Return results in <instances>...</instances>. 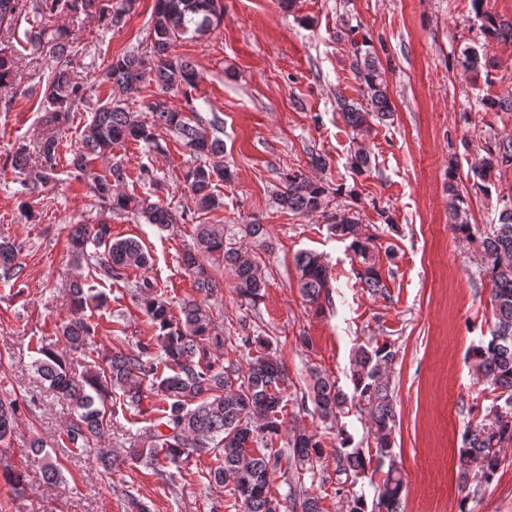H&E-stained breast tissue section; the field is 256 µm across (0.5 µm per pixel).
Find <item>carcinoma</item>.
Listing matches in <instances>:
<instances>
[{
	"label": "carcinoma",
	"mask_w": 512,
	"mask_h": 512,
	"mask_svg": "<svg viewBox=\"0 0 512 512\" xmlns=\"http://www.w3.org/2000/svg\"><path fill=\"white\" fill-rule=\"evenodd\" d=\"M137 0H120L117 7L99 4L98 0H0V32H10L23 13L32 16L31 28L25 31L27 43L34 48L49 47L57 64L51 69L42 102L46 131L37 143L42 159L41 171L22 181L24 193L38 196L53 179L61 142L60 127L84 103L81 87L69 66L74 52L70 31L64 27L48 29L39 17L58 10L72 14L90 13L96 9L114 27L135 8ZM482 18L483 33L497 41H512V21L499 19L482 10L484 0H471ZM224 15L222 0H155L151 15L150 46L133 50L112 59L105 73L106 82L118 88L120 96L109 97L91 111L85 124L80 146L74 152L71 165L84 172L95 158L105 156L127 142H142L161 149L159 131L175 134L189 149L194 163L184 173V187L194 205L193 216L169 206L152 202L133 194L118 191L115 185L127 178L126 168L116 161L109 175L95 178L92 191L98 200L118 215L134 214L147 224L165 229L173 224L195 220L193 247L182 255L185 270L193 277L195 290L209 298L220 282L208 270L205 260L220 259L237 281L240 297L256 305L263 298L265 281L258 274L248 250L226 242L224 230L201 222L202 216L223 207L224 202L214 192L216 184L232 179L224 165L223 143L209 137L196 111L189 113L173 108L166 93L192 85L196 72L192 64L173 57L177 41L192 34L203 35L220 25ZM16 57L0 49V88L13 83ZM353 70L360 83L362 99L350 101L338 98L339 110L349 127L361 135L376 121L393 116L384 72L370 52L354 49ZM156 82L163 93L145 104L150 118L143 120L130 110L129 101L140 94L142 85ZM484 155L474 169L479 187L491 193L496 172L512 165V141L487 143ZM30 153L27 145L19 146L11 156L10 165L20 174L28 170ZM454 203L448 212L449 223L459 236L473 237V226L465 214L466 201L453 183H448ZM337 191L298 170L288 174L284 186L276 192L277 204L285 210L304 216L322 213L331 221L330 230L340 240L348 242L350 250L362 264L361 278L373 292L384 288L374 244L375 236L366 233L355 215L343 209L328 214L331 197ZM68 254L76 264L88 256V246L103 248L96 269L101 279L120 281L129 271L146 270L149 254L135 238H114L112 227L97 224L71 226L68 234ZM482 276L491 284L492 323L489 336L472 346L468 362L481 381L495 392L491 405L477 420L468 422L458 448L457 467L462 478L476 471L479 479L471 494H480L495 479L500 452L512 446V211L500 215L499 223L490 225L482 239ZM21 247L16 242L0 238V278L18 281L25 271L20 258ZM299 288L304 299L317 308L330 301V274L321 254L302 251L296 256ZM134 299L144 310L157 334L141 339L127 351L114 350L105 356V366H93L77 378L68 370L69 359L82 354L96 335V326L84 317H74L60 325L63 347L43 345L33 362L36 373L68 405L69 419L56 443L74 450L85 451L100 438L112 423V390L121 391L122 405L140 410L143 400L142 383L152 378L159 396L156 411L158 423L140 441L127 448L124 459L144 463L156 473L179 465L194 455L213 450L221 455L220 464L210 472L217 484L233 485L240 498L243 512H280V502L271 497L269 478L271 455L251 454V443L264 439L268 443L281 435L284 386L287 373L283 363L259 356L248 367L228 363L224 366L214 358V351L224 346L223 334L215 330L213 316L203 301L184 302L181 316L171 315L168 304L157 293L148 277L134 282ZM70 294L76 311H81L89 297L79 281L70 284ZM396 352L385 344L374 349L358 347L351 358L348 394L329 375L315 372L302 399L312 403L324 421H337L346 405L356 403L371 421V435L378 461L391 456V435L396 426L393 394L386 376ZM20 405L0 398V441L12 436L19 419ZM353 439L341 433L338 471L355 476L368 472L371 455ZM293 458L300 465L320 458L322 441L317 433L299 431L288 437ZM32 454L43 478L50 484L63 480L60 462L48 450L46 441L32 439ZM405 481L401 472L389 465L382 483L376 486L372 509L357 496L347 501V512H399Z\"/></svg>",
	"instance_id": "1"
}]
</instances>
